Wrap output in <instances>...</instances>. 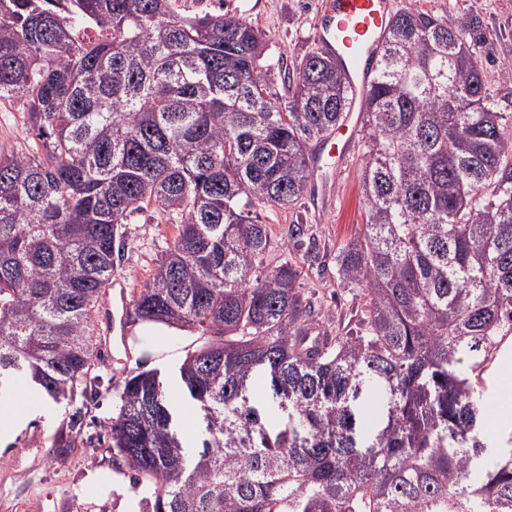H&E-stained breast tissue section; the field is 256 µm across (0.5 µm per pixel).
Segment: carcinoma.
<instances>
[{
	"label": "carcinoma",
	"mask_w": 512,
	"mask_h": 512,
	"mask_svg": "<svg viewBox=\"0 0 512 512\" xmlns=\"http://www.w3.org/2000/svg\"><path fill=\"white\" fill-rule=\"evenodd\" d=\"M480 32L417 0L389 20L362 103L365 230L336 255L366 299L348 338L312 334L261 220L297 208L309 143L352 107L328 52L287 68L282 103L241 17L0 0V99L27 98L33 135L0 150V400L30 381L57 405L97 399L95 311L124 224L151 207L176 232L128 317L198 346L118 384L105 429L153 512H512V431L483 423L484 375L512 342V112ZM84 429L77 410L46 443L64 458Z\"/></svg>",
	"instance_id": "cac0c4a2"
}]
</instances>
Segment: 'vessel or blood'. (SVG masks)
I'll return each instance as SVG.
<instances>
[{
	"instance_id": "1",
	"label": "vessel or blood",
	"mask_w": 512,
	"mask_h": 512,
	"mask_svg": "<svg viewBox=\"0 0 512 512\" xmlns=\"http://www.w3.org/2000/svg\"><path fill=\"white\" fill-rule=\"evenodd\" d=\"M390 15V0H327L317 38L345 72L354 100L365 95ZM360 124V115L348 113L327 138L337 162H344Z\"/></svg>"
}]
</instances>
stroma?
<instances>
[{
  "label": "stroma",
  "mask_w": 512,
  "mask_h": 512,
  "mask_svg": "<svg viewBox=\"0 0 512 512\" xmlns=\"http://www.w3.org/2000/svg\"><path fill=\"white\" fill-rule=\"evenodd\" d=\"M323 4L324 0H172L173 9L182 16L235 15L265 32L267 83L271 93L283 102L288 99L283 66L320 49L315 31ZM419 4L451 25L466 15L480 16L482 34L491 47L481 65L493 91L512 94V0H419ZM26 111L25 99L0 100V149L19 151L30 142ZM365 153V135L360 132L341 169L329 170L324 179L311 181L297 211L277 210L264 219L273 241L271 260L279 263L289 259L298 265L299 284L315 305L314 319L333 312V332L338 336H354L360 329L362 298L358 291L337 280L336 255L364 232L360 175ZM297 219L309 241L295 249L287 247L286 242L288 227ZM174 233V227L154 210L130 215L124 226V246L115 257V277L120 284L110 291V308L100 309V323L121 318L124 289L143 283L152 258ZM193 340V334L173 329L159 338L141 336L132 323L108 336L103 352L109 365L101 370L99 399L87 405L88 434H97V422L112 416V383L156 368L168 355L183 360L194 350ZM38 408L35 402L26 405L24 413L29 420L14 449L0 454V512H150L148 492L133 484L128 468L113 462L107 445L75 449L61 461L49 456L45 439L66 414L60 407L54 414L42 415ZM110 474L124 477L125 484L106 494L99 480Z\"/></svg>",
  "instance_id": "1"
}]
</instances>
